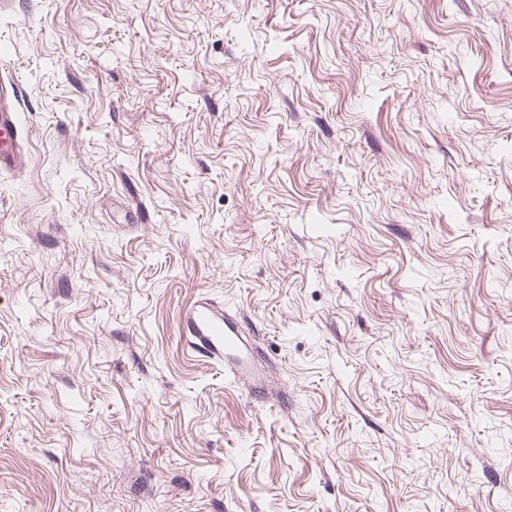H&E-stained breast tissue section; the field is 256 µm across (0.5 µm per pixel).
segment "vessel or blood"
<instances>
[{
	"instance_id": "1",
	"label": "vessel or blood",
	"mask_w": 512,
	"mask_h": 512,
	"mask_svg": "<svg viewBox=\"0 0 512 512\" xmlns=\"http://www.w3.org/2000/svg\"><path fill=\"white\" fill-rule=\"evenodd\" d=\"M15 86L0 81V171L24 167L27 144L17 120ZM187 326L196 346L214 353H234L245 344V330L237 317L204 302L192 306Z\"/></svg>"
}]
</instances>
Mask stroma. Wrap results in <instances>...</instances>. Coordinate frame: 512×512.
<instances>
[{"mask_svg":"<svg viewBox=\"0 0 512 512\" xmlns=\"http://www.w3.org/2000/svg\"><path fill=\"white\" fill-rule=\"evenodd\" d=\"M0 72V512H512V0H14ZM8 82L0 81V171L23 168L28 152L17 120L16 86ZM191 343L213 353L230 354L245 346V329L237 317L217 306L202 302L192 306L187 314Z\"/></svg>","mask_w":512,"mask_h":512,"instance_id":"1","label":"stroma"}]
</instances>
